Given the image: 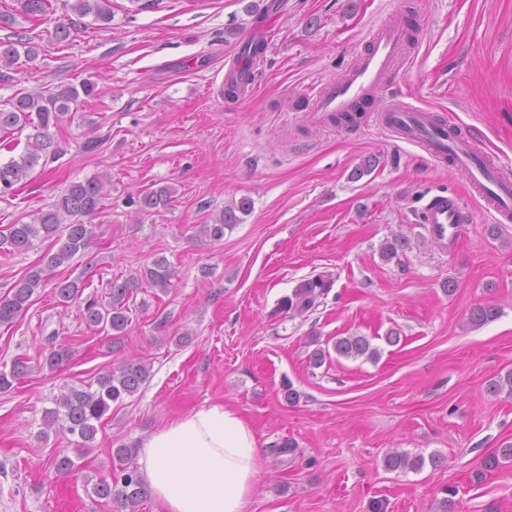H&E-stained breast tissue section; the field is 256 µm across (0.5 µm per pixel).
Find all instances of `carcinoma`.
Listing matches in <instances>:
<instances>
[{"label": "carcinoma", "mask_w": 512, "mask_h": 512, "mask_svg": "<svg viewBox=\"0 0 512 512\" xmlns=\"http://www.w3.org/2000/svg\"><path fill=\"white\" fill-rule=\"evenodd\" d=\"M23 10L33 17L47 16L49 0H22ZM70 10L82 17L93 16L98 22L112 21L111 0H72ZM53 30L49 37L58 44L69 41L72 36L70 24L60 18L52 20ZM38 56V49L25 35H17L13 41H0V69H12L21 58L28 61ZM98 94L97 84L89 80L79 86H67L52 92L19 93L0 108V130L30 128L33 134L28 136L26 151L19 158L0 163V194L12 190L14 185L27 179L40 162H48V156L55 155L57 148L49 134L50 127H57L66 121L71 105L80 97H93ZM107 179L93 177L72 183L65 193L50 206L33 214L31 221L8 224L0 229V255L7 258L30 250L34 240L40 237L54 238L60 242L58 250L47 256L46 267H60L72 260L79 252L89 246L93 230L85 219L100 211ZM172 198L169 187H149L142 191L141 204L146 209L168 205ZM251 209V201L240 199L239 203L224 211L212 224L201 225V232L215 240L224 238V229L232 228L239 222L236 212L246 214ZM408 246V239L401 236L388 240L381 246V256L390 260ZM44 267V268H46ZM44 268H32L9 290L0 297V326L12 324L30 304L36 291L46 285ZM174 270L165 257L155 258L151 265L139 275L123 280L115 278L109 281L108 301L83 297L85 287L77 281L60 280L53 292L60 302L78 304L83 320L90 326L98 327L114 335L125 333L131 324L130 305L136 302L138 291L143 287L154 288L166 293L173 286ZM331 281L316 276L305 279L294 289L291 297L283 302L285 309L303 314L316 306V301L330 288ZM499 309L494 306H477L470 313V321L483 325L495 320ZM333 348L337 354L345 357L376 360L379 350L371 341L360 335L345 336L336 339ZM73 356L72 347L66 344H51L45 356L43 366L54 370L68 363ZM30 369L24 357L15 358L10 368L0 369V391H9L14 382L25 376ZM150 371L141 361L125 358L112 369L99 375L96 388L78 389L71 387L55 399V407L47 409L43 415V425L47 430L68 431L77 436L78 451L85 454L93 447L98 432L97 424L110 411L112 404L135 395L149 378ZM512 462V442L496 449L484 460V468L493 471ZM425 460L421 456H412L407 452L391 451L384 457V465L389 471H420ZM51 466L56 473L66 475L75 472L78 464L68 453L62 451L55 455ZM96 497L108 502L117 501L124 512H139L142 503L149 497L148 486L139 476L135 467L126 466L114 471L108 477L99 478L92 486Z\"/></svg>", "instance_id": "cac0c4a2"}]
</instances>
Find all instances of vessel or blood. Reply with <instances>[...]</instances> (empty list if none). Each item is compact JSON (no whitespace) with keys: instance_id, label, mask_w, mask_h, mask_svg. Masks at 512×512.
Masks as SVG:
<instances>
[{"instance_id":"b4317fda","label":"vessel or blood","mask_w":512,"mask_h":512,"mask_svg":"<svg viewBox=\"0 0 512 512\" xmlns=\"http://www.w3.org/2000/svg\"><path fill=\"white\" fill-rule=\"evenodd\" d=\"M413 25L409 17L380 23L343 80L314 82L311 110L316 120L321 122L334 114L364 111L366 99L387 87L403 57ZM379 123L400 141L421 147L432 162L448 161L467 172L472 189L493 213L495 222H512V177L503 174L495 162L482 155L473 140L458 132L455 125L437 120L432 113L401 100L385 108ZM468 221V211L461 200L445 192L431 196L419 212V222L430 238L444 246L456 242Z\"/></svg>"}]
</instances>
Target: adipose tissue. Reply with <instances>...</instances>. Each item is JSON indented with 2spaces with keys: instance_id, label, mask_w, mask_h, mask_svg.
I'll list each match as a JSON object with an SVG mask.
<instances>
[{
  "instance_id": "ef3b65f1",
  "label": "adipose tissue",
  "mask_w": 512,
  "mask_h": 512,
  "mask_svg": "<svg viewBox=\"0 0 512 512\" xmlns=\"http://www.w3.org/2000/svg\"><path fill=\"white\" fill-rule=\"evenodd\" d=\"M260 440L235 409L213 403L168 422L138 450V472L163 512H243Z\"/></svg>"
}]
</instances>
